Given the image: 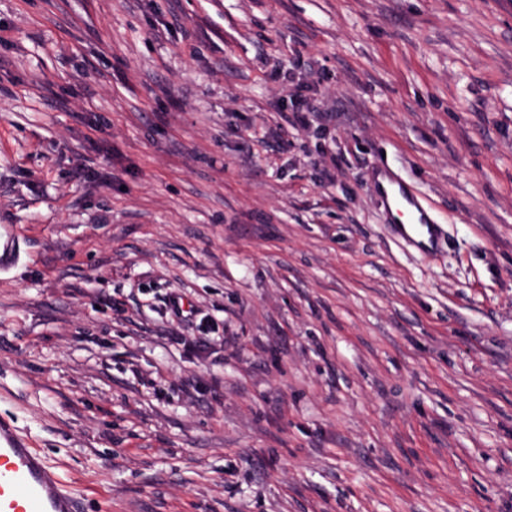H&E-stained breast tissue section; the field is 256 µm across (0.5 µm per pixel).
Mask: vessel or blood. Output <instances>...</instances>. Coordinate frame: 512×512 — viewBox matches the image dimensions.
I'll return each mask as SVG.
<instances>
[{"label": "vessel or blood", "mask_w": 512, "mask_h": 512, "mask_svg": "<svg viewBox=\"0 0 512 512\" xmlns=\"http://www.w3.org/2000/svg\"><path fill=\"white\" fill-rule=\"evenodd\" d=\"M388 211L404 217L414 231L405 240L419 251L434 250L441 232L419 195L399 181L379 194ZM82 498L63 482L40 452L0 419V512H82Z\"/></svg>", "instance_id": "vessel-or-blood-1"}]
</instances>
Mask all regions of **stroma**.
<instances>
[{"label":"stroma","mask_w":512,"mask_h":512,"mask_svg":"<svg viewBox=\"0 0 512 512\" xmlns=\"http://www.w3.org/2000/svg\"><path fill=\"white\" fill-rule=\"evenodd\" d=\"M2 224L84 512H512V0H0ZM390 186L389 190L383 186L381 192H377L387 208V212L393 213L395 211L399 218L404 217L408 224H412L415 234L420 238L410 234L411 228L409 225H406L409 233L405 231L404 223L401 220L394 219L390 224H394V226L395 224L401 225V235L404 240L419 251L429 253L434 250L439 244L441 232L439 225L434 223L428 210L422 204L419 195L413 189L395 179L390 182Z\"/></svg>","instance_id":"35a3bbf8"}]
</instances>
